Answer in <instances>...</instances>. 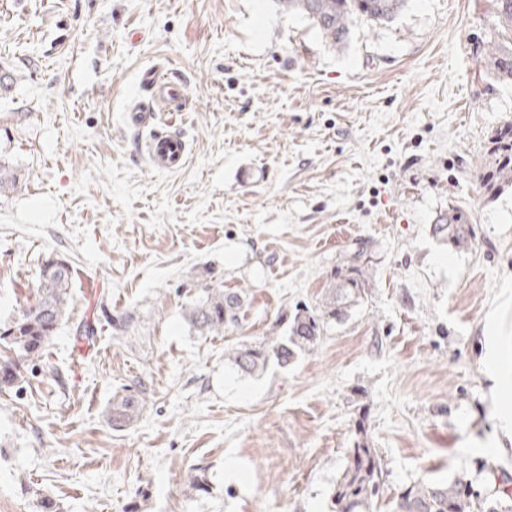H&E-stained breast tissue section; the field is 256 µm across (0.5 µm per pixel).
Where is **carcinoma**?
Segmentation results:
<instances>
[{"label": "carcinoma", "mask_w": 512, "mask_h": 512, "mask_svg": "<svg viewBox=\"0 0 512 512\" xmlns=\"http://www.w3.org/2000/svg\"><path fill=\"white\" fill-rule=\"evenodd\" d=\"M279 9L305 16L332 48L343 49L352 36V18L360 16L376 25L390 24L404 9L407 0H274ZM494 25L487 42L486 67L498 77L512 81V0H492ZM497 180L493 187L512 185V129L500 135L494 150ZM433 232L455 244H464L473 236L468 212L457 205L448 209L443 223ZM331 279L338 283L321 297L313 308L304 306L288 319L287 337L259 344H238L225 350L232 367L245 374L262 372L269 362L286 369L297 355L313 347L325 325L340 317L366 293L372 282L369 268L351 264L335 271ZM72 272L65 260L49 259L41 277L33 304L34 313L20 315L3 330L0 340L13 348L17 358L0 363V384L14 383L22 360L37 359L56 336L66 320L70 303ZM247 307L246 290L213 288L206 297L188 303L183 312L186 323L201 336H222L239 326ZM143 400L126 394L112 403L110 421L114 427L127 425L138 417ZM385 462L378 451L366 443L348 452L347 463L336 481V512H372L382 499L394 503L393 512H483L472 500L462 482H419L402 492L393 493L384 480ZM489 472L498 479L495 492L512 495V477L495 466Z\"/></svg>", "instance_id": "1"}]
</instances>
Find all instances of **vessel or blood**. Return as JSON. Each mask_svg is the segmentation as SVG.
I'll use <instances>...</instances> for the list:
<instances>
[{
	"label": "vessel or blood",
	"mask_w": 512,
	"mask_h": 512,
	"mask_svg": "<svg viewBox=\"0 0 512 512\" xmlns=\"http://www.w3.org/2000/svg\"><path fill=\"white\" fill-rule=\"evenodd\" d=\"M156 99L171 103L180 99L184 88L180 83L152 78ZM126 120L129 125L140 130H150L151 135L144 147L151 165L160 172H175L181 169L188 158V145L180 133L175 131L158 132L155 129L157 113L155 109L130 102L127 107Z\"/></svg>",
	"instance_id": "obj_1"
}]
</instances>
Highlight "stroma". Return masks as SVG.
I'll list each match as a JSON object with an SVG mask.
<instances>
[{
  "instance_id": "stroma-1",
  "label": "stroma",
  "mask_w": 512,
  "mask_h": 512,
  "mask_svg": "<svg viewBox=\"0 0 512 512\" xmlns=\"http://www.w3.org/2000/svg\"><path fill=\"white\" fill-rule=\"evenodd\" d=\"M488 0H408L390 25L358 18L341 50L272 0H0V327L37 296L46 258L72 267L68 320L0 386V512H333L365 441L400 490L466 479L512 512V188L484 179L512 126V83L485 64ZM186 88L188 160L155 170L129 100L155 106L160 63ZM475 236L433 232L450 203ZM373 282L288 368L237 372L227 345L284 336L355 243ZM245 288L224 336L182 312ZM95 326L91 341L77 325ZM143 409L117 430L114 397ZM203 470L208 492L188 475Z\"/></svg>"
}]
</instances>
